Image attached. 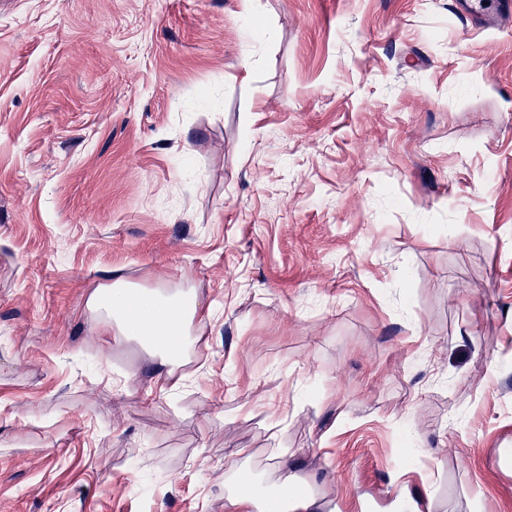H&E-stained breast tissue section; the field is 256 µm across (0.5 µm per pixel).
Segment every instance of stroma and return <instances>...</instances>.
<instances>
[{
    "instance_id": "35a3bbf8",
    "label": "stroma",
    "mask_w": 512,
    "mask_h": 512,
    "mask_svg": "<svg viewBox=\"0 0 512 512\" xmlns=\"http://www.w3.org/2000/svg\"><path fill=\"white\" fill-rule=\"evenodd\" d=\"M196 289L187 388L93 328ZM512 512V20L0 0V512ZM283 480L282 484L278 489L282 492V496L277 501H272L265 496V506L262 508H258L259 512H286V511H294L297 509L305 510L304 512H309V508L314 505L315 501L310 498L302 499L296 507L293 508H283L288 504V483H290L292 479V475L288 474V469L282 474Z\"/></svg>"
}]
</instances>
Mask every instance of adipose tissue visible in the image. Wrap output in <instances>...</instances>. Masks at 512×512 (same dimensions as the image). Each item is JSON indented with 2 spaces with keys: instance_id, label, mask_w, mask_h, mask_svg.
I'll use <instances>...</instances> for the list:
<instances>
[{
  "instance_id": "adipose-tissue-1",
  "label": "adipose tissue",
  "mask_w": 512,
  "mask_h": 512,
  "mask_svg": "<svg viewBox=\"0 0 512 512\" xmlns=\"http://www.w3.org/2000/svg\"><path fill=\"white\" fill-rule=\"evenodd\" d=\"M91 311L103 312V322L113 335L138 339L164 370L161 393L185 387L189 376L182 368L200 342L210 315L195 290L168 292L136 288L120 270H112L87 298Z\"/></svg>"
}]
</instances>
